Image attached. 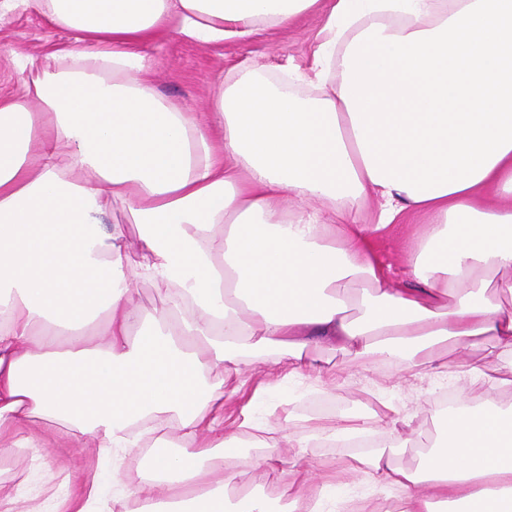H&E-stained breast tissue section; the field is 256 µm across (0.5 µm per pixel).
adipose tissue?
Listing matches in <instances>:
<instances>
[{
    "instance_id": "1",
    "label": "adipose tissue",
    "mask_w": 512,
    "mask_h": 512,
    "mask_svg": "<svg viewBox=\"0 0 512 512\" xmlns=\"http://www.w3.org/2000/svg\"><path fill=\"white\" fill-rule=\"evenodd\" d=\"M318 2L0 0V15L69 34L26 56L0 99V435L65 425L118 453L203 432L199 451L160 439L158 482L118 496L270 512L260 496L229 507L205 480L280 461L272 427L257 460L227 450L224 384L249 354L289 377L328 345L438 370L449 348L489 342L512 368V0H331L315 56L339 77L315 100L250 67L218 81L205 112L155 91L149 45L243 40ZM117 204L126 223L105 224ZM396 232L397 270L375 248ZM145 285L163 313L139 304ZM409 440L391 428L365 460L396 512H512V409L449 411L413 469L393 463Z\"/></svg>"
}]
</instances>
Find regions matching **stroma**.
I'll return each mask as SVG.
<instances>
[{"mask_svg":"<svg viewBox=\"0 0 512 512\" xmlns=\"http://www.w3.org/2000/svg\"><path fill=\"white\" fill-rule=\"evenodd\" d=\"M325 15V9L320 8L302 15L288 29L263 27L250 39L228 40L210 47L168 38L149 48L154 60L153 82L167 100L199 112L215 81L244 67L261 65L264 79L281 81L288 67H312ZM68 38L66 31L50 26L36 14L19 10L1 18L0 96L14 94L16 71L25 55L47 53ZM324 357L329 361L333 379H321L314 372L284 378L281 367L266 356L258 357L255 367L245 370L244 376L250 383L281 385L280 390L251 405L253 416L280 429L282 437H305L311 445H281V463L251 467L239 484V494L230 495V503H237L243 496L257 495L270 502L273 512H296L288 486L289 471L297 465L309 469L316 480L334 479L332 504L358 494L371 502L375 512H391L394 500L382 484L361 474L348 482L339 478L342 469L369 456V449H331L318 440V433L336 428L345 420L361 418L374 431L373 445H381L380 420L392 408L400 418L409 421L415 433L431 439L438 432L442 414L437 394L445 390L463 398L470 393L460 376L472 360L466 352L449 351L448 367L440 372L374 364L332 349L325 350ZM244 404V395L225 396L224 429L234 436L238 453L251 458L261 453L256 444L259 434L251 429H237L235 425ZM28 438L33 440V447H25ZM151 453V444L146 441L139 448L111 458L97 448L91 435L66 428L46 430L33 425L22 434L0 437V486L11 492L8 500L0 502V512H26L32 497L45 500L47 512H68L70 499L86 496L93 481L112 468L118 470L127 487H135L152 476Z\"/></svg>","mask_w":512,"mask_h":512,"instance_id":"1","label":"stroma"}]
</instances>
